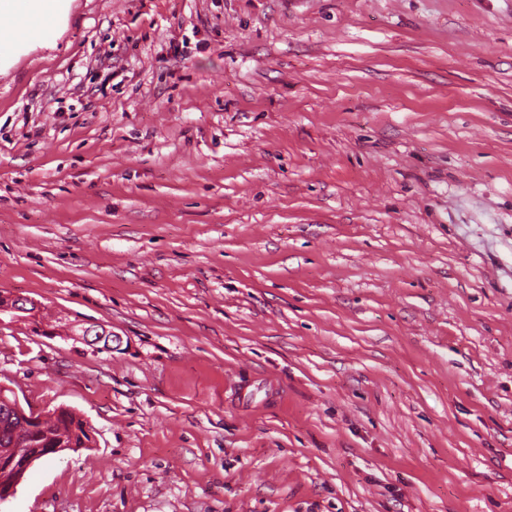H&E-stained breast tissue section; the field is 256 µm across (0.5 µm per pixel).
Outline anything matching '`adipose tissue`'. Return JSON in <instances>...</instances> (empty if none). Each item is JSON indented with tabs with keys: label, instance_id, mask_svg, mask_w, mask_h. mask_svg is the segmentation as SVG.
I'll return each instance as SVG.
<instances>
[{
	"label": "adipose tissue",
	"instance_id": "obj_1",
	"mask_svg": "<svg viewBox=\"0 0 512 512\" xmlns=\"http://www.w3.org/2000/svg\"><path fill=\"white\" fill-rule=\"evenodd\" d=\"M73 0H0V74L35 48L51 49L64 31Z\"/></svg>",
	"mask_w": 512,
	"mask_h": 512
}]
</instances>
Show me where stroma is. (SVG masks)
<instances>
[{
	"label": "stroma",
	"mask_w": 512,
	"mask_h": 512,
	"mask_svg": "<svg viewBox=\"0 0 512 512\" xmlns=\"http://www.w3.org/2000/svg\"><path fill=\"white\" fill-rule=\"evenodd\" d=\"M0 291L94 438L0 512H512V0H74L0 75ZM33 307L29 310L30 307ZM38 305L33 301L11 294L0 292V321L2 314H8L12 319L33 323L37 321ZM74 326L67 329L66 337L74 341L81 342L92 348L94 351H106L103 344L112 351L113 335L112 331L107 330L103 325L91 323L89 326H81L77 331L73 330Z\"/></svg>",
	"instance_id": "1"
}]
</instances>
